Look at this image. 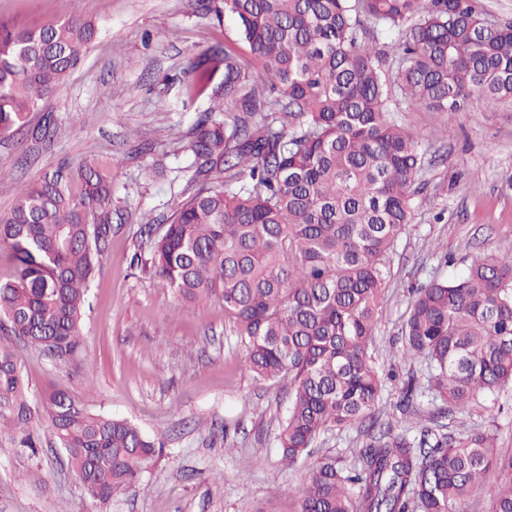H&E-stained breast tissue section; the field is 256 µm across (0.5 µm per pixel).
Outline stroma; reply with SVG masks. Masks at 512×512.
Returning a JSON list of instances; mask_svg holds the SVG:
<instances>
[{
  "instance_id": "35a3bbf8",
  "label": "stroma",
  "mask_w": 512,
  "mask_h": 512,
  "mask_svg": "<svg viewBox=\"0 0 512 512\" xmlns=\"http://www.w3.org/2000/svg\"><path fill=\"white\" fill-rule=\"evenodd\" d=\"M196 0H0V19L20 26L79 18L93 40L60 91L44 104L54 128L46 139L20 132L0 141V214L16 184L66 164L107 160L112 167L110 248L90 287L74 362H53L18 346L32 404L57 387L96 412L129 420L161 453L139 482L104 503L87 494L47 421L36 456L0 440V512H299L303 467L281 463L279 433L287 381H260L246 367L236 323L214 298L184 302L131 258L148 253L143 215L163 219L192 175L190 130L206 97H192L187 70L211 45L246 55L234 20ZM43 112L30 115L40 124ZM426 152L415 184L413 219L399 238L376 312L377 366L398 360L412 286L464 269L472 254L512 253V101L471 99L460 112L396 113ZM455 256L445 265L444 253ZM501 413L461 411L449 431L494 433L512 450V389ZM369 438L331 426L312 445L352 464Z\"/></svg>"
}]
</instances>
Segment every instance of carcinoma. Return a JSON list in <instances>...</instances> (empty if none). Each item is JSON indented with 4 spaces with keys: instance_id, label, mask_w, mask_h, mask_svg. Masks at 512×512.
Wrapping results in <instances>:
<instances>
[{
    "instance_id": "carcinoma-1",
    "label": "carcinoma",
    "mask_w": 512,
    "mask_h": 512,
    "mask_svg": "<svg viewBox=\"0 0 512 512\" xmlns=\"http://www.w3.org/2000/svg\"><path fill=\"white\" fill-rule=\"evenodd\" d=\"M224 11L249 57L212 47L191 66L194 93L213 106L190 132L194 188L152 241L155 274L189 302L221 299L254 377L288 379L287 467L323 429L367 426L371 442L353 465L334 454L308 464L300 512H466L490 472L491 512H512V452L494 435L376 429L383 373L370 354L425 163L394 113L403 102L440 114L473 95L512 99V24L472 0H224ZM94 36L78 18L0 21V140L26 128ZM111 240L108 166H58L21 186L0 216L14 262L0 280V329L49 358L78 359L89 282ZM466 261L463 274L413 291L400 356L424 365L426 386L403 382L407 411L428 393L451 416L512 388V253ZM43 417L101 502L159 454L135 424L65 391L32 406L1 340L0 437L34 455Z\"/></svg>"
}]
</instances>
